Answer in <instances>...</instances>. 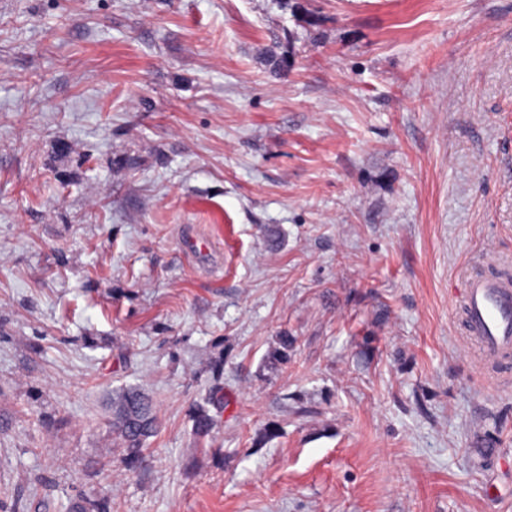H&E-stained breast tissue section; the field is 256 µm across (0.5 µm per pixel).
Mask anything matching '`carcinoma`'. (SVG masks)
<instances>
[{"label":"carcinoma","instance_id":"1","mask_svg":"<svg viewBox=\"0 0 512 512\" xmlns=\"http://www.w3.org/2000/svg\"><path fill=\"white\" fill-rule=\"evenodd\" d=\"M112 428L126 448V465L133 468L142 463V447L158 428L153 399L136 387L123 390L113 402ZM72 512H112V503L108 499H86L74 504Z\"/></svg>","mask_w":512,"mask_h":512}]
</instances>
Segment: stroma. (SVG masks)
I'll use <instances>...</instances> for the list:
<instances>
[{"mask_svg":"<svg viewBox=\"0 0 512 512\" xmlns=\"http://www.w3.org/2000/svg\"><path fill=\"white\" fill-rule=\"evenodd\" d=\"M488 252L512 0H0V512H512ZM487 263L493 270L470 279L460 295L461 338L492 379L506 380L512 361V279L496 272L495 256L488 255ZM113 406L112 428L126 448L124 462L133 468L142 463V447L146 440L157 432L156 405L147 393L136 387H130L118 394ZM131 409L136 410L139 423L130 421Z\"/></svg>","mask_w":512,"mask_h":512,"instance_id":"35a3bbf8","label":"stroma"}]
</instances>
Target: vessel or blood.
Masks as SVG:
<instances>
[{"mask_svg":"<svg viewBox=\"0 0 512 512\" xmlns=\"http://www.w3.org/2000/svg\"><path fill=\"white\" fill-rule=\"evenodd\" d=\"M487 263L489 272L470 279L459 298L463 340L492 379L505 380L512 376V279L498 274L496 257Z\"/></svg>","mask_w":512,"mask_h":512,"instance_id":"b4317fda","label":"vessel or blood"}]
</instances>
